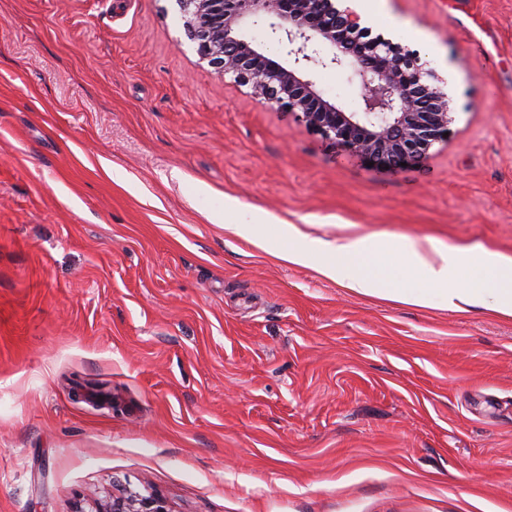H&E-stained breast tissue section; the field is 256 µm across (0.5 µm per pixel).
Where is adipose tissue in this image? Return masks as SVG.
I'll return each instance as SVG.
<instances>
[{"instance_id": "1", "label": "adipose tissue", "mask_w": 512, "mask_h": 512, "mask_svg": "<svg viewBox=\"0 0 512 512\" xmlns=\"http://www.w3.org/2000/svg\"><path fill=\"white\" fill-rule=\"evenodd\" d=\"M279 235L280 259L298 265L318 259L324 276L358 293L415 306L438 295L454 310L477 307L512 319L511 256L410 239L387 250L367 237L309 238L290 226Z\"/></svg>"}]
</instances>
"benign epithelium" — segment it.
Listing matches in <instances>:
<instances>
[{"label":"benign epithelium","instance_id":"benign-epithelium-1","mask_svg":"<svg viewBox=\"0 0 512 512\" xmlns=\"http://www.w3.org/2000/svg\"><path fill=\"white\" fill-rule=\"evenodd\" d=\"M188 37L202 60L259 100L299 112L306 124L379 166L417 159L448 130V99L438 76L413 51L361 25L340 0H177ZM267 26L287 59L248 37ZM350 73L361 88V111L323 97L314 69ZM90 512H171L168 501L127 490L97 500Z\"/></svg>","mask_w":512,"mask_h":512}]
</instances>
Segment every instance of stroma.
Instances as JSON below:
<instances>
[{
  "instance_id": "obj_1",
  "label": "stroma",
  "mask_w": 512,
  "mask_h": 512,
  "mask_svg": "<svg viewBox=\"0 0 512 512\" xmlns=\"http://www.w3.org/2000/svg\"><path fill=\"white\" fill-rule=\"evenodd\" d=\"M353 7L448 96L399 168L218 76L177 0H0V512H512V320L230 230L512 256V0ZM89 512H171V509L168 501L156 493L142 494L129 489L95 501Z\"/></svg>"
}]
</instances>
